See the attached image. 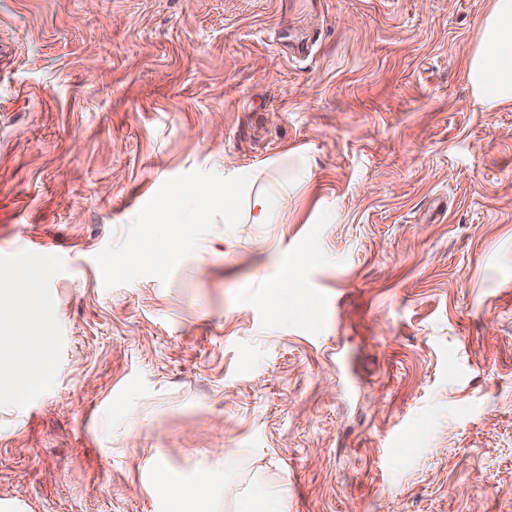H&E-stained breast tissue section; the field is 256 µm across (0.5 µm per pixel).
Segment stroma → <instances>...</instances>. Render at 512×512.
Masks as SVG:
<instances>
[{
    "instance_id": "35a3bbf8",
    "label": "stroma",
    "mask_w": 512,
    "mask_h": 512,
    "mask_svg": "<svg viewBox=\"0 0 512 512\" xmlns=\"http://www.w3.org/2000/svg\"><path fill=\"white\" fill-rule=\"evenodd\" d=\"M489 3L0 0V272L38 248L62 368L0 433V499L167 512L148 460L220 452L221 512L257 474L282 512H512V106L464 71ZM301 163L280 223H225V185Z\"/></svg>"
}]
</instances>
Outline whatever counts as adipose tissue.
<instances>
[{
    "label": "adipose tissue",
    "mask_w": 512,
    "mask_h": 512,
    "mask_svg": "<svg viewBox=\"0 0 512 512\" xmlns=\"http://www.w3.org/2000/svg\"><path fill=\"white\" fill-rule=\"evenodd\" d=\"M470 90L485 107L512 104V0H491L477 23L476 43L465 64ZM259 174H242L224 189V221L247 219L272 224L279 211L271 195L259 188ZM45 269L21 265L0 273V411H17L31 395L51 387L58 375L51 325L58 304L44 286ZM287 482L253 478L235 501L234 512H278Z\"/></svg>",
    "instance_id": "obj_1"
}]
</instances>
